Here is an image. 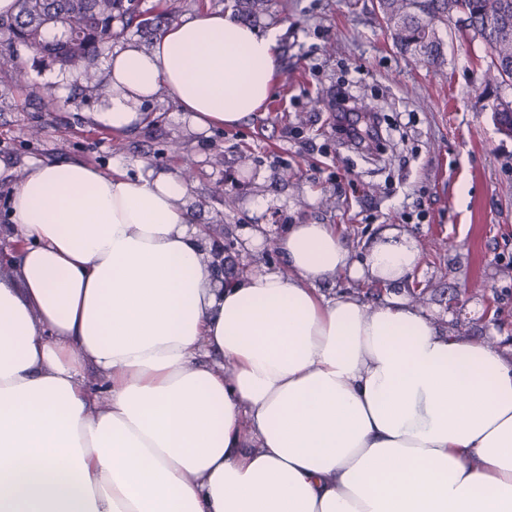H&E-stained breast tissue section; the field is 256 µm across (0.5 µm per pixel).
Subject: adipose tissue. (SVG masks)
Here are the masks:
<instances>
[{"mask_svg": "<svg viewBox=\"0 0 512 512\" xmlns=\"http://www.w3.org/2000/svg\"><path fill=\"white\" fill-rule=\"evenodd\" d=\"M275 29L205 11L116 45L95 118L170 96L197 129L264 108ZM188 181L40 161L0 238V512H512V357L396 298L414 243L289 224L282 267L213 276ZM385 287L325 296L338 275ZM93 368L97 388L84 372Z\"/></svg>", "mask_w": 512, "mask_h": 512, "instance_id": "adipose-tissue-1", "label": "adipose tissue"}]
</instances>
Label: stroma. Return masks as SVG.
I'll use <instances>...</instances> for the list:
<instances>
[{
    "label": "stroma",
    "mask_w": 512,
    "mask_h": 512,
    "mask_svg": "<svg viewBox=\"0 0 512 512\" xmlns=\"http://www.w3.org/2000/svg\"><path fill=\"white\" fill-rule=\"evenodd\" d=\"M233 0H137L168 25L233 9ZM258 27H279L278 75L263 111L235 128L199 131L170 97L145 103L144 121L116 134L92 119L82 67L47 65L31 48L0 50V225L6 199L33 162L82 161L103 172L139 164L191 167L195 223L231 232L228 272L280 266L265 245L243 248L247 227L276 237L283 225L332 224L356 254L394 230L420 259L401 296L472 339L512 345V138L491 109L511 88L483 78L485 46L442 31L435 66L400 52L378 0H271ZM374 105L378 132L362 146L333 131L339 88Z\"/></svg>",
    "instance_id": "obj_1"
}]
</instances>
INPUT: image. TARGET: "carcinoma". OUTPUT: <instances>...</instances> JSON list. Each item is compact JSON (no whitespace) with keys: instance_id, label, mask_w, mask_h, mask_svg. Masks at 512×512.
<instances>
[{"instance_id":"obj_1","label":"carcinoma","mask_w":512,"mask_h":512,"mask_svg":"<svg viewBox=\"0 0 512 512\" xmlns=\"http://www.w3.org/2000/svg\"><path fill=\"white\" fill-rule=\"evenodd\" d=\"M18 14L0 30L59 68L94 59L104 43L131 26L150 29L127 0H17ZM378 9L400 51L436 64L441 27L464 15L487 49V80L512 86V0H379Z\"/></svg>"}]
</instances>
